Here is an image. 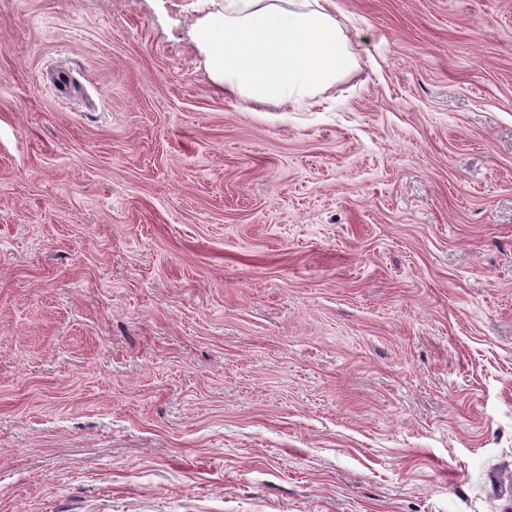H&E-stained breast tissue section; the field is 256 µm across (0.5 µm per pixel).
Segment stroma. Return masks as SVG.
<instances>
[{"label": "stroma", "mask_w": 512, "mask_h": 512, "mask_svg": "<svg viewBox=\"0 0 512 512\" xmlns=\"http://www.w3.org/2000/svg\"><path fill=\"white\" fill-rule=\"evenodd\" d=\"M245 111L202 0H0V512H512V0H334Z\"/></svg>", "instance_id": "obj_1"}]
</instances>
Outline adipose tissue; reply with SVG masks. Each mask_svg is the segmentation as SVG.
Segmentation results:
<instances>
[{
  "label": "adipose tissue",
  "mask_w": 512,
  "mask_h": 512,
  "mask_svg": "<svg viewBox=\"0 0 512 512\" xmlns=\"http://www.w3.org/2000/svg\"><path fill=\"white\" fill-rule=\"evenodd\" d=\"M332 0H224L195 43L213 81L245 104L290 105L350 73L355 57Z\"/></svg>",
  "instance_id": "obj_1"
}]
</instances>
